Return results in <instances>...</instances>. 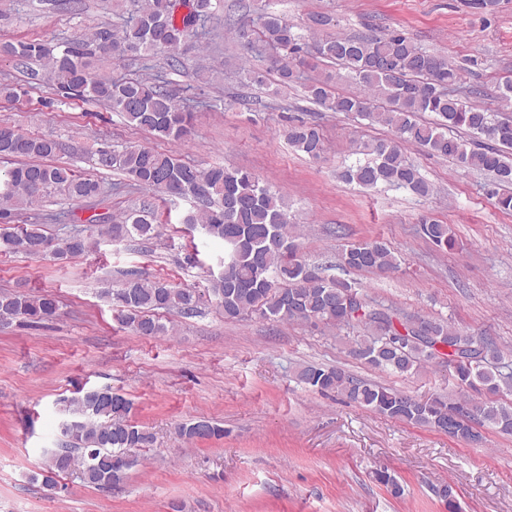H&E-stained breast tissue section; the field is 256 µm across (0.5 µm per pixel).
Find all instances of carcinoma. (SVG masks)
Segmentation results:
<instances>
[{
    "label": "carcinoma",
    "mask_w": 512,
    "mask_h": 512,
    "mask_svg": "<svg viewBox=\"0 0 512 512\" xmlns=\"http://www.w3.org/2000/svg\"><path fill=\"white\" fill-rule=\"evenodd\" d=\"M219 0H142L131 20L120 28L97 27L86 38L49 47L36 41L0 44V55L21 61L47 60L48 84L64 97L100 102L118 113L127 125L146 130L160 140L179 141L186 136L192 112L181 106L163 86L146 79H102L93 71L104 45L114 54L141 57L165 52L174 58L194 33L196 21L211 18ZM186 12L179 13L180 9ZM258 38L279 50L274 61L279 82H295L293 60L302 51L303 37L296 26L274 11L258 18ZM315 54L348 70L363 87L361 95L333 91L332 77L305 87L307 98L334 112L355 115L385 126L394 137L367 143L344 177L366 188L389 186L420 197L432 194L431 184L409 163L402 145L424 148L432 155L449 158L460 167L491 174L507 188L497 197L498 206L512 211V117L498 119L488 109L467 103L454 94L460 82L458 70L447 58L427 52L402 32L385 36H326L313 40ZM431 112L435 122L419 115ZM462 129L469 135L449 134ZM488 144L478 147L476 139ZM288 142L308 157L325 151L320 129L300 121L288 129ZM59 143L42 136L23 135L0 127V158L23 159L0 170V253L38 257L52 254L65 259L84 254L93 237L150 240L159 236L154 216L146 210L130 212L109 224L96 219L91 234L80 233L58 241L41 224H13L12 210L46 198L62 196L84 200L98 196L100 183L67 166L41 163L53 156ZM98 166L116 169L140 189L159 192L170 199L190 198L194 205L182 223L200 228L211 240L222 241L229 253L224 275L212 279L208 291L217 299L224 318L239 320L254 312L279 323H307L352 329L350 353L371 366L400 374H412L428 364L450 367L456 380L478 381L492 394L512 393V360L488 338L465 333L441 319L399 313L375 306L345 280L324 275L323 268L297 258L300 234L288 217V204L255 174L224 165L198 167L174 154L128 146L114 149L100 142L93 150ZM421 233L440 250H454L457 242L450 225L428 219ZM341 266L358 271L391 272L398 268L394 251L382 241H358L346 245ZM115 318L139 336H161L168 326L155 318L159 313H200L202 295L193 288L165 280H151L136 272L126 274L115 288L101 291ZM58 303L51 294L0 293V324L17 318L33 322L56 317ZM298 380L321 392L336 393L359 407L388 418L427 426L438 431L448 415L462 421L453 435L476 440L472 426H490L512 435V407L489 399L477 401L442 396L420 399L400 390L355 377L340 367L307 365ZM131 401L110 388L91 389L62 400V447L46 455L40 470L42 484L54 490L57 477L74 473L96 488H110L139 465L136 449L154 443V435L129 419ZM189 440L220 437L224 428L206 418L178 426Z\"/></svg>",
    "instance_id": "1"
}]
</instances>
